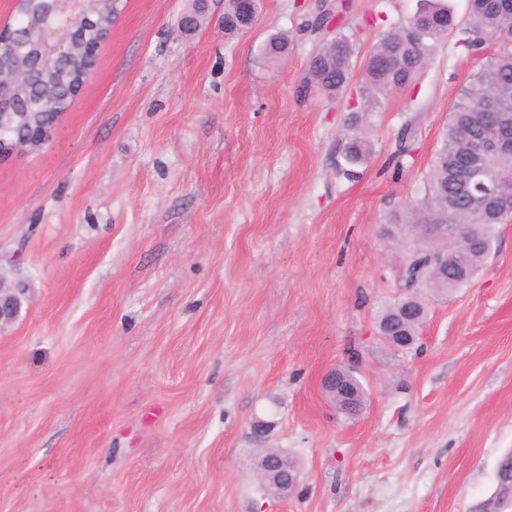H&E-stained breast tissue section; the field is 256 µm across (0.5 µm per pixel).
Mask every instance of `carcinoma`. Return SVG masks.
Segmentation results:
<instances>
[{"instance_id":"obj_1","label":"carcinoma","mask_w":512,"mask_h":512,"mask_svg":"<svg viewBox=\"0 0 512 512\" xmlns=\"http://www.w3.org/2000/svg\"><path fill=\"white\" fill-rule=\"evenodd\" d=\"M428 5L410 21L382 35L370 51L358 80V90L353 112H370L379 99L390 92L415 82L423 73L430 51V42L439 40L454 29L455 23L442 0H427ZM470 8L465 21L462 46L467 50L481 47L488 39L512 34V10L493 8L489 0H469ZM86 10L94 12L104 26L112 25V11L103 0H87ZM16 13L25 22L37 24L40 19L39 4L18 0ZM244 20L238 13L236 0H224V34L233 37L241 33ZM291 39L280 32L269 36L261 48L265 61L271 63L288 54ZM353 41L335 30L320 38L309 58L301 86L329 97L341 95L353 80ZM85 61L66 64L49 72L46 85L51 94L48 105L36 101L33 87H15L12 96L20 116L0 125V151L7 153L12 145L25 135L37 143L48 140L43 132L47 116L63 112L78 94ZM497 94L504 100L503 123L512 124V47H504L490 56L472 79L463 86L450 113L442 134V146L435 153L426 177L424 195L405 210L395 215L387 229L391 237L408 241L409 249L400 272V296L394 302L379 308L376 324L398 326L404 339L418 336L420 327L429 314V301L451 294L459 284L448 267L438 264L439 256L448 252V243L439 237L423 238L428 224H456L466 229L479 223L475 242L461 236L457 241L459 251L466 254L467 269L475 271L489 258L495 241V228L512 217V194L495 196L488 201L480 218H475L465 196L457 186V160L468 151L470 141L494 137L499 130L480 122V112L488 96ZM371 151L369 133L355 129L347 137L344 148L346 161L356 165L365 160ZM496 175L512 182V156L502 154L489 159ZM455 197L448 206V197ZM351 362L336 366V391L328 395L336 409L349 418L360 415L367 402L365 376L359 370L362 348L353 344L349 348ZM496 484H512V451L498 460Z\"/></svg>"}]
</instances>
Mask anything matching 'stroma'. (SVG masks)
Segmentation results:
<instances>
[{"label":"stroma","mask_w":512,"mask_h":512,"mask_svg":"<svg viewBox=\"0 0 512 512\" xmlns=\"http://www.w3.org/2000/svg\"><path fill=\"white\" fill-rule=\"evenodd\" d=\"M354 66L419 0H351ZM324 0H260L228 38L224 0H119L95 67L39 150L0 162V512H471L512 448V220L471 281L431 301L416 350L378 337L458 93L497 52L433 42L373 111L298 92ZM288 32L287 56L258 50ZM372 149L346 178L353 123ZM412 125L414 159L395 168ZM361 343L369 404L321 386ZM269 422L256 432V421ZM263 448L299 462L267 495ZM23 289L6 288L0 280V326L11 323L18 315Z\"/></svg>","instance_id":"obj_1"}]
</instances>
